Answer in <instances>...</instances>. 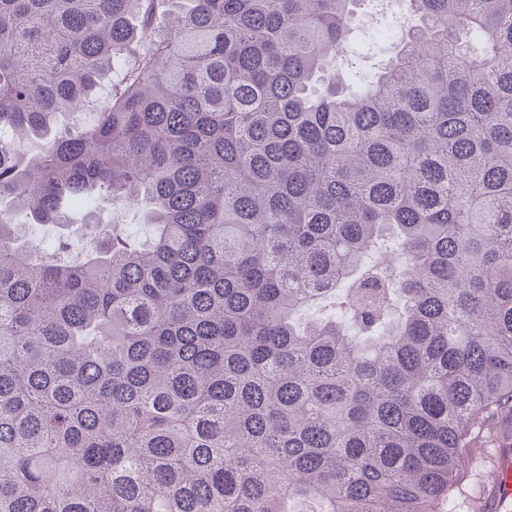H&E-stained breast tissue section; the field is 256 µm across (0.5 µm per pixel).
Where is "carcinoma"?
<instances>
[{
    "label": "carcinoma",
    "instance_id": "1",
    "mask_svg": "<svg viewBox=\"0 0 512 512\" xmlns=\"http://www.w3.org/2000/svg\"><path fill=\"white\" fill-rule=\"evenodd\" d=\"M186 2L0 0V512H446L512 428V0H408L351 91L363 0ZM368 6H359L352 23L345 60L336 58V77L347 83H360L369 79L374 72L396 51L401 31L400 19L408 17L402 11L396 16L368 23ZM400 18V19H399ZM332 64V65H333ZM333 67V69L335 68ZM95 214L103 220H112V224H123L128 228L138 231L145 236L149 228L143 224L145 209L141 204L122 199L100 197L93 201L91 207H80L73 211V217L77 220Z\"/></svg>",
    "mask_w": 512,
    "mask_h": 512
}]
</instances>
